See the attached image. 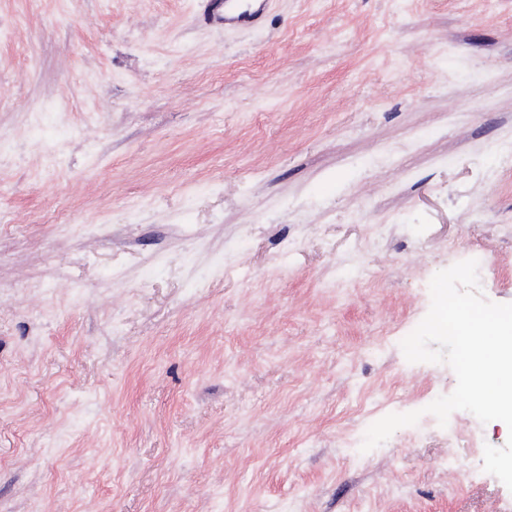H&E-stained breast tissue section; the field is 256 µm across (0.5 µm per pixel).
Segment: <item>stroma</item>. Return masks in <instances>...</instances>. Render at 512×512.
Returning a JSON list of instances; mask_svg holds the SVG:
<instances>
[{
	"label": "stroma",
	"mask_w": 512,
	"mask_h": 512,
	"mask_svg": "<svg viewBox=\"0 0 512 512\" xmlns=\"http://www.w3.org/2000/svg\"><path fill=\"white\" fill-rule=\"evenodd\" d=\"M468 259L512 303V0H0V512H512L401 349Z\"/></svg>",
	"instance_id": "35a3bbf8"
}]
</instances>
